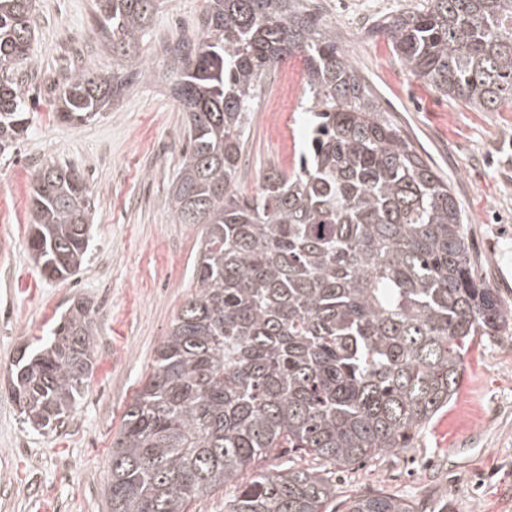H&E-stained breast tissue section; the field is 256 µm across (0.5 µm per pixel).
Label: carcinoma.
<instances>
[{"label": "carcinoma", "instance_id": "1", "mask_svg": "<svg viewBox=\"0 0 512 512\" xmlns=\"http://www.w3.org/2000/svg\"><path fill=\"white\" fill-rule=\"evenodd\" d=\"M112 55L130 54L157 0H95ZM35 0H0V154L28 132L19 75L35 65ZM202 41L173 94L186 150L170 202L204 225L195 292L157 350L112 443L111 512H188L241 483L224 512H326L334 490L312 470L256 472L277 448L350 467L407 448L447 408L483 337L512 312L476 274L451 185L383 112L337 40L303 0H208ZM418 78L487 112L512 107V0H423L373 26ZM303 58L313 102L307 149L257 193L238 172L262 81ZM123 85L87 68L56 91L57 115L86 123ZM84 178L43 167L28 246L65 280L89 247ZM94 319L72 302L46 341L11 364L25 420L49 428L72 410L93 367ZM345 512H415L379 490Z\"/></svg>", "mask_w": 512, "mask_h": 512}]
</instances>
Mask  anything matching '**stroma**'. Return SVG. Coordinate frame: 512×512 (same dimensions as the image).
Returning <instances> with one entry per match:
<instances>
[{
	"label": "stroma",
	"mask_w": 512,
	"mask_h": 512,
	"mask_svg": "<svg viewBox=\"0 0 512 512\" xmlns=\"http://www.w3.org/2000/svg\"><path fill=\"white\" fill-rule=\"evenodd\" d=\"M206 3L159 0L133 57L119 63L95 0H37L36 66L24 87L29 129L0 155V512H110L112 442L195 291L203 227L177 223L170 205L187 122L172 91L173 48L199 38ZM421 3L308 0L307 6L335 27L382 111L451 183L477 273L512 310V110L484 112L437 94L370 33L381 16ZM73 63L120 74L124 83L102 116L81 125L56 116L55 91ZM279 71L288 85L265 79L252 116L239 172L250 191L267 169L293 168L306 141L304 64L293 57ZM51 163L83 176L92 206L86 258L65 281L45 278L27 248L29 192ZM78 299L94 313V368L63 422L37 429L10 395L9 366ZM291 466L324 473L336 488L335 512L344 499L380 488L411 498L417 512H512V333L484 340L466 357L457 395L410 447L349 468L285 448L258 464L268 472Z\"/></svg>",
	"instance_id": "stroma-1"
}]
</instances>
